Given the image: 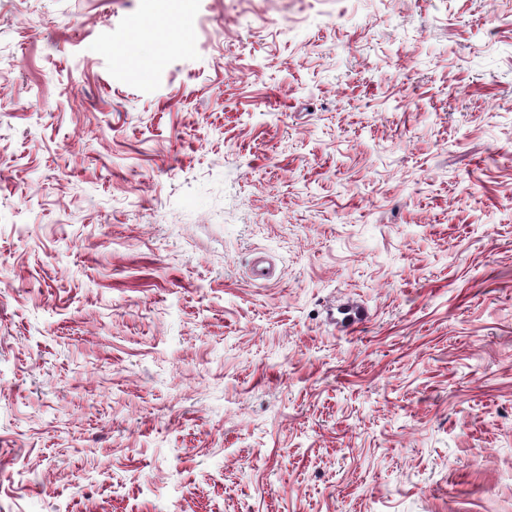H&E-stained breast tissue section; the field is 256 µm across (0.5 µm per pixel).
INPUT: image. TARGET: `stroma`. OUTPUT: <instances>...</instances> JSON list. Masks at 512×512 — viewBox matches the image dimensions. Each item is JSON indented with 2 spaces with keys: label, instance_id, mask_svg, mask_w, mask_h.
Returning <instances> with one entry per match:
<instances>
[{
  "label": "stroma",
  "instance_id": "1",
  "mask_svg": "<svg viewBox=\"0 0 512 512\" xmlns=\"http://www.w3.org/2000/svg\"><path fill=\"white\" fill-rule=\"evenodd\" d=\"M184 6L0 0V512H512V0Z\"/></svg>",
  "mask_w": 512,
  "mask_h": 512
}]
</instances>
